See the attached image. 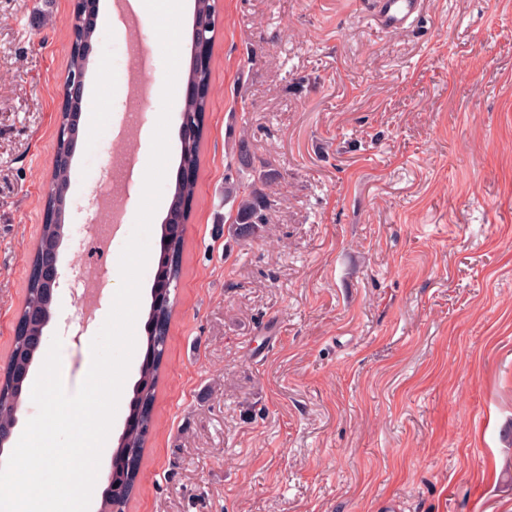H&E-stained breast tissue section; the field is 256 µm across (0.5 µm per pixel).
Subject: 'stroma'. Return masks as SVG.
Instances as JSON below:
<instances>
[{
    "instance_id": "35a3bbf8",
    "label": "stroma",
    "mask_w": 512,
    "mask_h": 512,
    "mask_svg": "<svg viewBox=\"0 0 512 512\" xmlns=\"http://www.w3.org/2000/svg\"><path fill=\"white\" fill-rule=\"evenodd\" d=\"M219 0L179 288L127 512H512V0ZM74 0H0V365L27 298ZM97 21L46 338L83 381L74 227L105 184L116 83L164 64L152 22ZM247 132L274 222L231 239ZM422 5V0H373L369 21L379 33L399 31L419 15Z\"/></svg>"
}]
</instances>
